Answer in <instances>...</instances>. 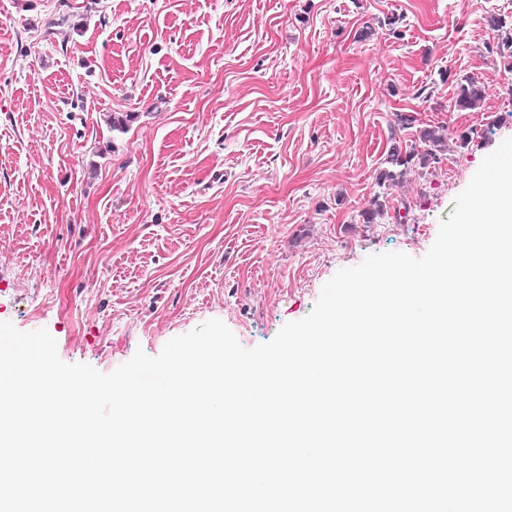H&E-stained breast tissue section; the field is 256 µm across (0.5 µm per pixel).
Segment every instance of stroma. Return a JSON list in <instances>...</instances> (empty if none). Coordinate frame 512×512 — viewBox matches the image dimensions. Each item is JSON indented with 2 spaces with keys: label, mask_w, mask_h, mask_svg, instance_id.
<instances>
[{
  "label": "stroma",
  "mask_w": 512,
  "mask_h": 512,
  "mask_svg": "<svg viewBox=\"0 0 512 512\" xmlns=\"http://www.w3.org/2000/svg\"><path fill=\"white\" fill-rule=\"evenodd\" d=\"M492 13L512 0H0V322L109 373L211 319L269 342L337 271L423 257L512 138ZM468 76L483 101L450 110ZM424 127L437 162L379 186Z\"/></svg>",
  "instance_id": "obj_1"
}]
</instances>
